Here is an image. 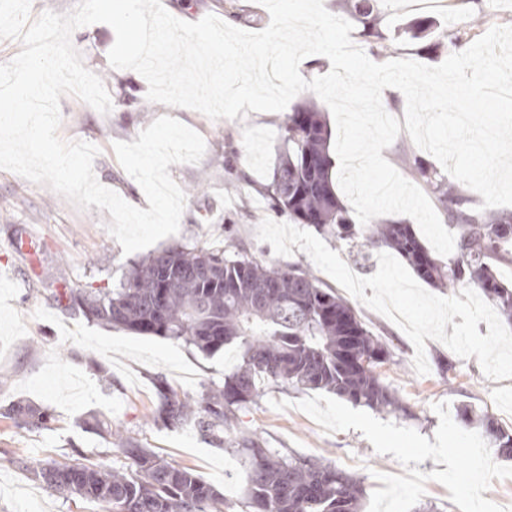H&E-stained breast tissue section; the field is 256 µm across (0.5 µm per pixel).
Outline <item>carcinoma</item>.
<instances>
[{
    "label": "carcinoma",
    "instance_id": "carcinoma-1",
    "mask_svg": "<svg viewBox=\"0 0 512 512\" xmlns=\"http://www.w3.org/2000/svg\"><path fill=\"white\" fill-rule=\"evenodd\" d=\"M344 10L362 26L360 37L369 53L378 56L387 49L378 29L377 0H345ZM280 131L283 149L262 187L274 211L339 243L354 244L359 255L390 250L438 288L466 282L512 321V285L497 276L498 265L512 264V213L470 208L461 190L438 181L436 170L416 159L410 173L435 196L457 230L448 260L433 255L410 224L381 221L358 231L336 192L323 113L310 103L297 106ZM50 300L90 322L181 341L207 354L239 345L242 362L198 400L179 396L165 376L154 375V421L166 428L192 424L211 443L242 454L249 467L251 512H361L363 491L345 472L309 457L287 460L254 438L237 436L233 424L236 411L259 396L264 381L330 391L395 415L409 413L376 372L390 358L386 343L309 268L267 266L240 246L228 256L222 248L180 245L133 263L117 288H76L65 282ZM0 416L27 431L45 429L52 420L48 410L24 401ZM84 427L118 448L126 465L106 466L78 451L64 462L31 469L34 479L66 497L104 503L112 512H224V497L215 487L124 435L112 421L95 415ZM478 429L499 456L512 459V434L486 415Z\"/></svg>",
    "mask_w": 512,
    "mask_h": 512
}]
</instances>
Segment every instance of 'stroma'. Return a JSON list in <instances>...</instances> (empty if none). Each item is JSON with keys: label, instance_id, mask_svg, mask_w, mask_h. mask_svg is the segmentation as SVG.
Instances as JSON below:
<instances>
[{"label": "stroma", "instance_id": "stroma-1", "mask_svg": "<svg viewBox=\"0 0 512 512\" xmlns=\"http://www.w3.org/2000/svg\"><path fill=\"white\" fill-rule=\"evenodd\" d=\"M175 17L196 22L213 14L248 31H260L270 22L258 0H235L226 14L224 0H162ZM380 29L396 40L394 58H408L428 66L441 64L452 52L443 44L448 28L466 32L470 40L482 36L472 24L483 13L489 26L512 25V0H442L424 11L400 8L396 0H382ZM430 20L438 47L427 50L425 41L397 36L398 27L420 18ZM72 42L86 68L103 81L113 103L101 114L75 96L60 99L59 137L98 147L93 169L97 180L129 204L147 208L140 185L118 162L112 145L135 141L155 119L167 115L199 133L206 145L200 162L173 164L172 179L186 191L180 228L163 238V245L182 243L206 247L237 244L262 261L281 265L285 260L310 265V257L295 251L291 258L274 253L257 237V228L270 217L261 184L268 179L282 143L279 128L285 118L253 115L235 120H212L202 113L163 104H148V84L139 73L112 68L108 52L115 42L113 29L96 23L77 29ZM108 211L76 207L47 186L0 170V408L28 400L49 410L47 429L27 432L0 417V512H110L106 505L68 498L33 480L29 471L40 464L65 461L81 449L92 461L121 467L125 459L83 422L97 414L123 426L131 436L176 466L192 469L218 487L228 505L226 512H249L248 471L240 456L205 439L193 425L167 429L154 424L156 403L152 383L164 374L182 396L201 398L222 382L242 350L232 346L206 356L183 343L158 336H143L119 327L87 321L53 305L48 295L63 283L114 287L128 272L125 255L107 229ZM28 235L38 248V264L30 266L17 253L15 242ZM374 335L387 340L390 359L378 372L411 413L398 416L377 412L376 417L433 437L439 425L434 403L448 402L450 413L465 404L488 414L512 432V379H487L476 358H460L435 340L426 342L429 374L419 375L413 365L414 347L402 330L382 314L360 307ZM112 378L104 386L97 375ZM254 402L237 413L235 428L244 436H259L265 447L284 456L319 457L357 479L365 496L380 486L377 474H404L392 455L375 452L357 430L324 432L296 403L306 394L283 390L264 382ZM290 401L278 411L272 401Z\"/></svg>", "mask_w": 512, "mask_h": 512}]
</instances>
